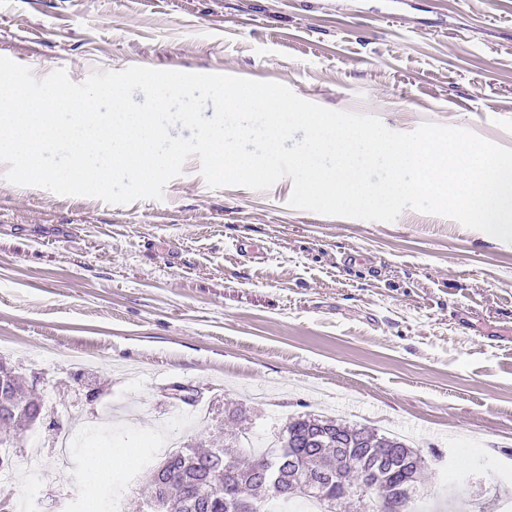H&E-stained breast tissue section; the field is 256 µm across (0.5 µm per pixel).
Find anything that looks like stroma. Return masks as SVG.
Wrapping results in <instances>:
<instances>
[{
  "instance_id": "stroma-1",
  "label": "stroma",
  "mask_w": 512,
  "mask_h": 512,
  "mask_svg": "<svg viewBox=\"0 0 512 512\" xmlns=\"http://www.w3.org/2000/svg\"><path fill=\"white\" fill-rule=\"evenodd\" d=\"M0 56L76 83L221 71L396 132L429 122L512 148V0H0ZM6 170L0 358L40 373L62 425L21 434L16 512H132L164 433L222 435L230 404L262 439L304 413L402 431L430 512H512L497 501L512 492V244L413 209L390 223L294 209L288 178L212 189L195 157L163 199L129 205ZM175 383L201 389L207 423L166 396Z\"/></svg>"
}]
</instances>
